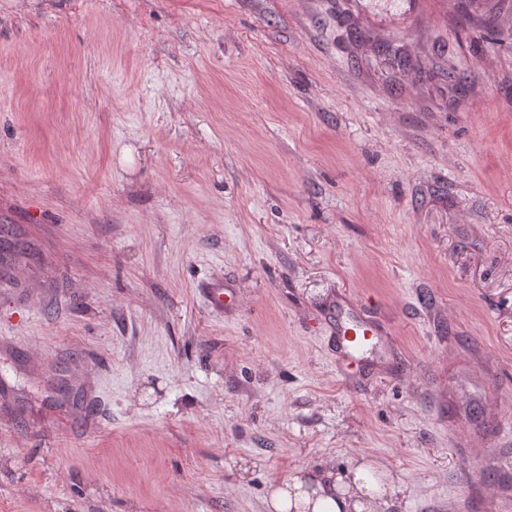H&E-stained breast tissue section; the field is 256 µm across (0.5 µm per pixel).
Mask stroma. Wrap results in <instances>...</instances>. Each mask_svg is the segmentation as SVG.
Segmentation results:
<instances>
[{"label": "stroma", "mask_w": 512, "mask_h": 512, "mask_svg": "<svg viewBox=\"0 0 512 512\" xmlns=\"http://www.w3.org/2000/svg\"><path fill=\"white\" fill-rule=\"evenodd\" d=\"M1 227L0 512H512L498 0H0ZM331 312L332 334L336 339L339 363L346 369L357 366L383 345L390 332L366 316L351 296L336 295ZM366 472L363 465L354 467L348 482L296 474L272 490L269 506L274 512H365L364 502L380 501L384 493Z\"/></svg>", "instance_id": "35a3bbf8"}]
</instances>
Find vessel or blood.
I'll use <instances>...</instances> for the list:
<instances>
[{"instance_id": "1", "label": "vessel or blood", "mask_w": 512, "mask_h": 512, "mask_svg": "<svg viewBox=\"0 0 512 512\" xmlns=\"http://www.w3.org/2000/svg\"><path fill=\"white\" fill-rule=\"evenodd\" d=\"M331 330L336 339L339 363L357 366L383 344L387 329L366 316L351 296L338 294L331 312Z\"/></svg>"}]
</instances>
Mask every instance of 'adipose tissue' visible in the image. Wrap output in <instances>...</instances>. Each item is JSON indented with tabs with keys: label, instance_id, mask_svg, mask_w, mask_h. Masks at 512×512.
<instances>
[{
	"label": "adipose tissue",
	"instance_id": "1",
	"mask_svg": "<svg viewBox=\"0 0 512 512\" xmlns=\"http://www.w3.org/2000/svg\"><path fill=\"white\" fill-rule=\"evenodd\" d=\"M382 495L359 465L346 481L294 475L272 490L269 506L272 512H364L366 501L381 500Z\"/></svg>",
	"mask_w": 512,
	"mask_h": 512
}]
</instances>
